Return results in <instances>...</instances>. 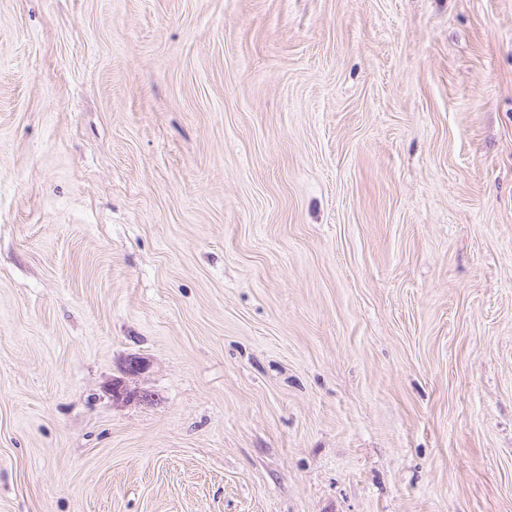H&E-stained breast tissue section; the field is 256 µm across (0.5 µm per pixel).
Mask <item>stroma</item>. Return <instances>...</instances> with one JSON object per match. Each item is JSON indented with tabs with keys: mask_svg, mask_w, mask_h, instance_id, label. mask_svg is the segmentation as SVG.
Returning a JSON list of instances; mask_svg holds the SVG:
<instances>
[{
	"mask_svg": "<svg viewBox=\"0 0 512 512\" xmlns=\"http://www.w3.org/2000/svg\"><path fill=\"white\" fill-rule=\"evenodd\" d=\"M0 512H512V0H0Z\"/></svg>",
	"mask_w": 512,
	"mask_h": 512,
	"instance_id": "stroma-1",
	"label": "stroma"
}]
</instances>
